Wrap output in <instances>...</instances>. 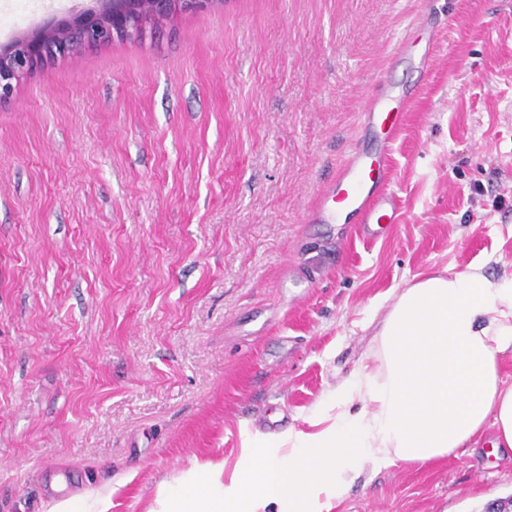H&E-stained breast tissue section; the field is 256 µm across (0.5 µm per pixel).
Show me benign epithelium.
I'll return each mask as SVG.
<instances>
[{
	"instance_id": "1",
	"label": "benign epithelium",
	"mask_w": 512,
	"mask_h": 512,
	"mask_svg": "<svg viewBox=\"0 0 512 512\" xmlns=\"http://www.w3.org/2000/svg\"><path fill=\"white\" fill-rule=\"evenodd\" d=\"M223 0H98L44 27L0 45V103L13 98L28 74L86 49L115 41L141 45L179 17L206 11Z\"/></svg>"
}]
</instances>
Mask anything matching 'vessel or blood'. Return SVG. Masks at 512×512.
<instances>
[{
    "label": "vessel or blood",
    "instance_id": "b4317fda",
    "mask_svg": "<svg viewBox=\"0 0 512 512\" xmlns=\"http://www.w3.org/2000/svg\"><path fill=\"white\" fill-rule=\"evenodd\" d=\"M368 126L380 127L385 145L378 152L352 150L316 196L310 220L331 224L338 218H351L365 239H375V225L395 223L400 201L389 188L391 163L387 150L401 128L405 112L394 104L388 86H380L365 112Z\"/></svg>",
    "mask_w": 512,
    "mask_h": 512
}]
</instances>
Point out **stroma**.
Listing matches in <instances>:
<instances>
[{
	"label": "stroma",
	"instance_id": "obj_1",
	"mask_svg": "<svg viewBox=\"0 0 512 512\" xmlns=\"http://www.w3.org/2000/svg\"><path fill=\"white\" fill-rule=\"evenodd\" d=\"M91 0H0V45ZM438 24L420 75L398 43ZM408 96L396 223L312 224L378 83ZM512 275V0H226L35 72L0 103V512L302 429L411 281ZM490 446L364 470L329 512H481Z\"/></svg>",
	"mask_w": 512,
	"mask_h": 512
}]
</instances>
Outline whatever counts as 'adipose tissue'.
<instances>
[{
    "label": "adipose tissue",
    "instance_id": "obj_1",
    "mask_svg": "<svg viewBox=\"0 0 512 512\" xmlns=\"http://www.w3.org/2000/svg\"><path fill=\"white\" fill-rule=\"evenodd\" d=\"M512 277L475 269L436 274L395 295L371 361L334 388L310 430L244 439L232 474L191 461L162 484L152 512H321L364 467L424 465L491 434L512 453Z\"/></svg>",
    "mask_w": 512,
    "mask_h": 512
}]
</instances>
